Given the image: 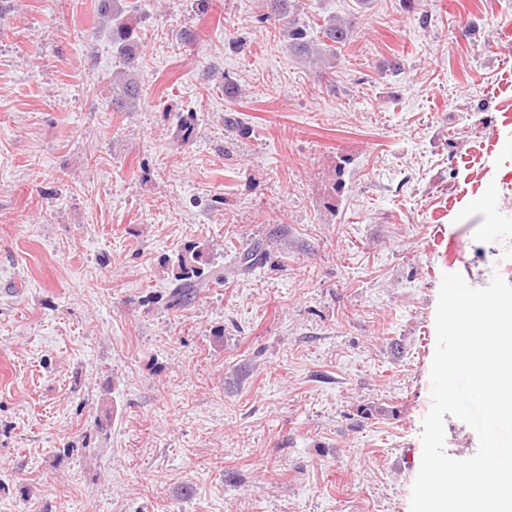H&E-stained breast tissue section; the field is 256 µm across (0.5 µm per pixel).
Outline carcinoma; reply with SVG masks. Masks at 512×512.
<instances>
[{"mask_svg": "<svg viewBox=\"0 0 512 512\" xmlns=\"http://www.w3.org/2000/svg\"><path fill=\"white\" fill-rule=\"evenodd\" d=\"M271 14L282 21V35L288 36V48L297 56H307L314 51L329 60L342 52L350 41L352 25L344 20L330 19L319 25L320 37L312 39L309 29L299 25L293 16L292 0H267ZM98 15L108 24L112 48L117 54L120 71L115 74L112 85L115 105L131 109L138 103L140 88L135 77V65L140 50L138 23L127 17L119 8L117 0H101ZM266 257L257 250H250L240 258L236 270L245 274L263 266ZM205 263V247L192 245L177 258L174 287L168 296V305L177 307L187 303L211 280L224 279V268L210 270L203 276L201 264Z\"/></svg>", "mask_w": 512, "mask_h": 512, "instance_id": "1", "label": "carcinoma"}]
</instances>
